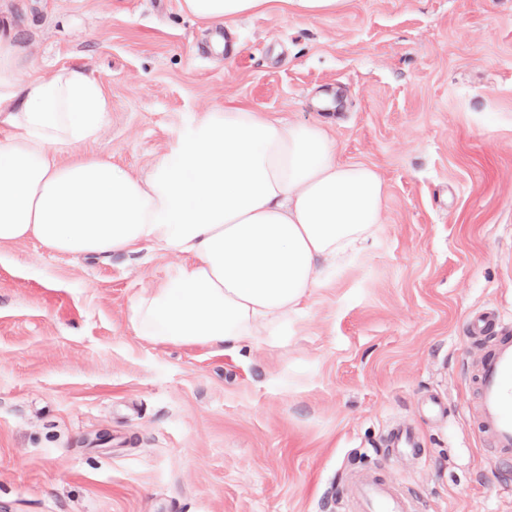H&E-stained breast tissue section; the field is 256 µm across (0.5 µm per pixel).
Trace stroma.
<instances>
[{
	"label": "stroma",
	"mask_w": 512,
	"mask_h": 512,
	"mask_svg": "<svg viewBox=\"0 0 512 512\" xmlns=\"http://www.w3.org/2000/svg\"><path fill=\"white\" fill-rule=\"evenodd\" d=\"M33 57L80 65L112 115L82 153L144 173L197 114H329L341 161L382 175L374 245L288 345L242 355L136 336L131 305L184 261L0 245V512H352L377 471L420 512H512V462L474 430L471 312H512V0H285L224 27L180 0H0ZM333 95L321 112L318 93ZM440 401L441 414L427 411ZM417 456H391L394 428ZM343 0H285L294 17L310 21L335 13Z\"/></svg>",
	"instance_id": "1"
}]
</instances>
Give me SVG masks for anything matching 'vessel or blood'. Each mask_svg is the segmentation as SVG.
Segmentation results:
<instances>
[{"mask_svg": "<svg viewBox=\"0 0 512 512\" xmlns=\"http://www.w3.org/2000/svg\"><path fill=\"white\" fill-rule=\"evenodd\" d=\"M468 339L490 347L473 374L477 428L495 458L512 459V315L477 311L466 321ZM354 512H418L413 499L376 473L358 476L350 489Z\"/></svg>", "mask_w": 512, "mask_h": 512, "instance_id": "vessel-or-blood-1", "label": "vessel or blood"}]
</instances>
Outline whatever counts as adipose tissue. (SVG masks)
<instances>
[{"label":"adipose tissue","instance_id":"obj_1","mask_svg":"<svg viewBox=\"0 0 512 512\" xmlns=\"http://www.w3.org/2000/svg\"><path fill=\"white\" fill-rule=\"evenodd\" d=\"M270 0H181L183 14L233 25ZM31 62L0 14V245L108 257L149 244L185 257L135 299L137 336L236 354L282 346L329 276L379 233L386 184L337 157L331 120L291 122L228 107L195 117L145 175L78 148L112 101L80 67L22 79Z\"/></svg>","mask_w":512,"mask_h":512}]
</instances>
